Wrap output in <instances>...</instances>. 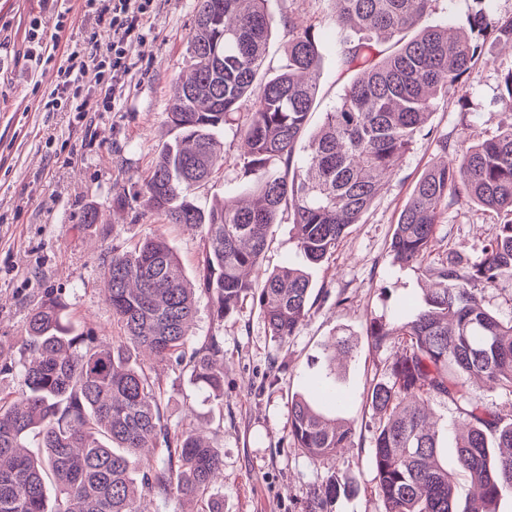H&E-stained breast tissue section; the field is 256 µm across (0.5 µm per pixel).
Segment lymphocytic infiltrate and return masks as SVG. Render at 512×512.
I'll return each instance as SVG.
<instances>
[{
	"label": "lymphocytic infiltrate",
	"mask_w": 512,
	"mask_h": 512,
	"mask_svg": "<svg viewBox=\"0 0 512 512\" xmlns=\"http://www.w3.org/2000/svg\"><path fill=\"white\" fill-rule=\"evenodd\" d=\"M153 0H111L110 6L97 13L95 31L82 42L68 45L65 60L57 69V83L45 108L68 104L70 111L84 112L88 102L84 95L83 76L94 70L99 92L96 105L102 111L116 109L117 99L131 70L130 51L149 19ZM108 42H101V34Z\"/></svg>",
	"instance_id": "obj_1"
}]
</instances>
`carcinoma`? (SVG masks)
I'll list each match as a JSON object with an SVG mask.
<instances>
[{"label":"carcinoma","instance_id":"obj_1","mask_svg":"<svg viewBox=\"0 0 512 512\" xmlns=\"http://www.w3.org/2000/svg\"><path fill=\"white\" fill-rule=\"evenodd\" d=\"M330 2L336 62L350 80L309 133L322 61L314 25L299 16L288 20L293 38L270 77L265 0H196L187 42L191 70L168 107L175 136L142 186L146 206L201 235L198 289L212 319L224 322L250 296L268 334L280 341L309 315L311 283L288 263L258 286L244 279L243 271L261 267L272 225L292 211L301 256L310 265L329 262L429 124L436 102L472 74L483 53L480 38L490 36L512 52V15L492 20L478 9L451 26L424 25L434 0ZM243 102L250 103L244 120ZM499 102L512 112V68L502 73ZM233 125L252 201L241 207L226 200L206 211L193 191L225 161L219 133ZM440 143L451 158L422 172L389 244L394 261L421 270L434 288L413 316L373 321L368 331L376 348L390 336L403 337L386 378L367 394L378 421L371 460L384 512H496L498 499L512 495V414L467 385L479 376L512 395V321L491 314L475 293L512 276V122L466 148L446 137ZM463 201L501 218L482 257L465 267L451 258L427 264L438 225ZM106 302L122 330L110 343L76 330L66 303L54 297L28 315V356L17 360L13 349L0 346V375L12 374L18 383L17 392L0 393V512H142L147 493L195 501L198 512H223L209 495L224 466L223 449L189 424L165 422L160 385L132 361L137 351L152 364L182 366L224 402L223 341L211 336L188 348L196 293L162 236L112 251ZM431 396L454 405L467 427L456 458L477 494L462 510L441 459L448 426L422 408ZM343 402L331 363L305 393L291 397L289 445L312 459L353 446V423L323 410ZM31 433L40 437L36 456L24 444ZM146 452L137 480L131 458ZM349 490L344 477L333 475L305 512H332Z\"/></svg>","mask_w":512,"mask_h":512}]
</instances>
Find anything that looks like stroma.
<instances>
[{
  "mask_svg": "<svg viewBox=\"0 0 512 512\" xmlns=\"http://www.w3.org/2000/svg\"><path fill=\"white\" fill-rule=\"evenodd\" d=\"M68 5L70 20L60 32L55 0H0V342L16 348L31 310L51 296L66 302L77 329H93L103 342H111L119 333L105 301L106 259L113 251L159 232L189 281H197L201 261L199 235L164 223L140 196L144 176L172 137L166 109L176 80L189 67L186 48L195 0H154L150 28L132 46L135 69L118 111L82 114L44 109L58 65L41 66L26 55L32 16H41L50 38L72 42L89 34L84 0H68ZM265 8L272 20L271 67L282 63L292 38L289 17H305L322 35L319 94L310 120L319 126L347 81L324 37L328 19L322 0H266ZM511 65V56L488 48L466 94L452 92L439 101L428 127L362 222L349 227L329 263L307 267L314 305L295 336L274 341L249 299L215 323L206 297H199L190 344L222 336L223 403L191 384L178 367L158 365L154 371L164 389L165 420L175 425L191 416L224 451V477L212 488L224 512H304L315 489L337 473L347 474L352 488L333 512H384L375 491L373 416L366 395L402 342L392 336L383 348H374L367 329L373 320L392 322L403 306H421L430 286L416 268L393 263L388 245L416 180L440 156L439 138L469 145L490 138L506 121L498 103L500 71ZM222 141L226 163L194 193L206 210L247 194L234 128L224 129ZM90 210L98 211L100 223H85ZM498 222L495 214L477 207L455 206L438 227L430 263L450 255L465 265L478 260ZM299 260L290 219L282 217L270 229L266 260L252 278L260 280L262 273ZM339 336L349 337L354 346L336 369L346 396L343 415L356 424L354 445L313 460L288 445L289 400L325 371L326 347Z\"/></svg>",
  "mask_w": 512,
  "mask_h": 512,
  "instance_id": "stroma-1",
  "label": "stroma"
}]
</instances>
